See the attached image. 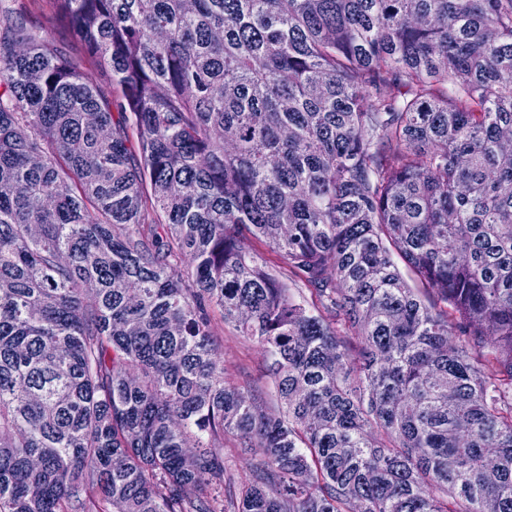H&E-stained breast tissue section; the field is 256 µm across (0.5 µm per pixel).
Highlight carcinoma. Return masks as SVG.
Returning <instances> with one entry per match:
<instances>
[{"instance_id": "cac0c4a2", "label": "carcinoma", "mask_w": 512, "mask_h": 512, "mask_svg": "<svg viewBox=\"0 0 512 512\" xmlns=\"http://www.w3.org/2000/svg\"><path fill=\"white\" fill-rule=\"evenodd\" d=\"M47 5L82 56L0 10V512H512V0ZM216 335L224 358V376L248 388L265 389L269 379L265 373L264 350L219 321ZM233 440H224V457H229L233 463L232 473L235 478H240L248 473L251 456L241 452V448L234 447Z\"/></svg>"}]
</instances>
